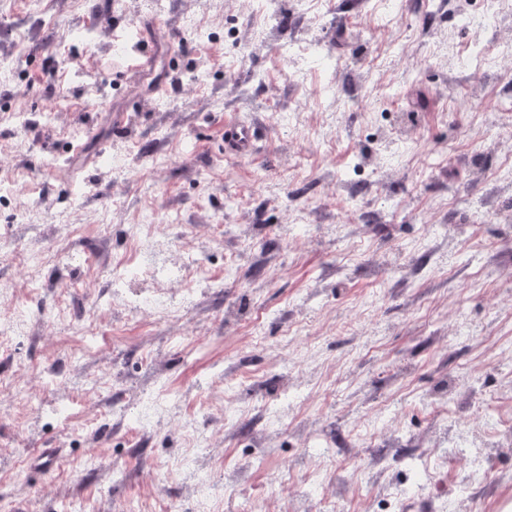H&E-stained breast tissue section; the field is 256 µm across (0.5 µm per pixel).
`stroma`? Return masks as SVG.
I'll return each instance as SVG.
<instances>
[{
  "instance_id": "35a3bbf8",
  "label": "stroma",
  "mask_w": 512,
  "mask_h": 512,
  "mask_svg": "<svg viewBox=\"0 0 512 512\" xmlns=\"http://www.w3.org/2000/svg\"><path fill=\"white\" fill-rule=\"evenodd\" d=\"M221 2L239 36L198 40L184 24L187 11L207 13ZM0 0V48L18 35L28 44L15 56V75L0 77V109H24L28 124H0V147L18 143L0 182L38 191L41 225L12 221L0 210L8 248L39 252L64 237L62 213L119 209L107 229L80 225L70 236L79 254L43 272L44 288L17 289L29 311V335L0 353V375L54 372L60 382L24 396L0 398V491L8 512H192V491L208 480L217 512H261L281 486L291 495L280 512H363L383 493H395L388 512H416L419 495L396 491L409 462L426 455L429 435L450 436L455 414L433 416L420 402L452 384L499 390L497 408L512 414V378L500 345L512 342V223L480 210H512V189L498 171L512 156L488 151L512 137V68L478 74L437 65L428 27L454 26L451 12L416 7L407 21L384 17L367 0H332L321 20L274 0L256 17L234 0H169L164 13L123 0ZM154 19L169 37L161 66L173 70L175 91L138 106L126 74L136 51L107 52L88 42L50 57L66 30L95 32ZM269 27L263 46L243 40ZM422 63L414 76L402 65L368 75L389 57L394 41ZM321 43L337 64L325 78L316 63L285 57L288 46ZM202 74L201 99L186 98ZM57 96L64 112L47 124L42 98ZM122 118L113 135L136 145L111 165H75L73 154L95 135L104 110ZM257 124L253 154L224 152V124ZM436 211L451 232L452 249H425L423 216ZM152 221L176 242L194 248L197 272L184 283L191 305L181 322L121 308H104L112 261L123 252L128 227ZM238 255L232 278L224 254ZM491 266L493 276L477 272ZM468 318L457 335L456 316ZM316 346L326 368L306 380L293 416L264 417L276 401L286 344ZM163 396L164 409L153 397ZM250 401L252 415L222 410ZM141 406L142 431L124 417ZM403 417L398 446L382 431L387 414ZM212 433L220 447H189L172 419ZM270 446L255 445L266 427ZM317 436L303 447L298 430ZM444 492L427 497L432 512H512V446L498 451L480 483H469L452 448L436 449ZM252 459L242 484L224 486L225 469ZM291 468L282 469L283 460ZM384 461L381 483L362 472Z\"/></svg>"
}]
</instances>
